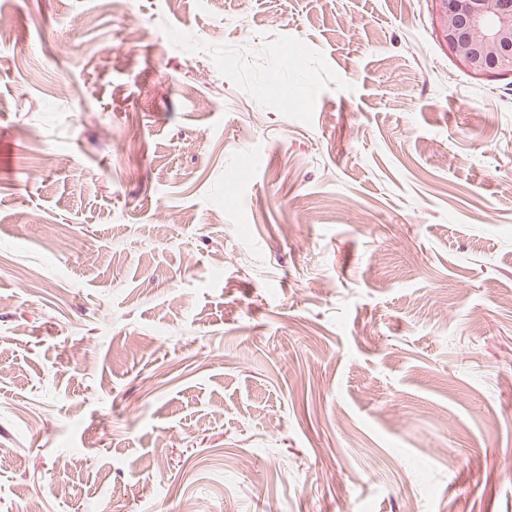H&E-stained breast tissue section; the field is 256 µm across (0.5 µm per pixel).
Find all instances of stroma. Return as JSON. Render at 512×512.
<instances>
[{
    "label": "stroma",
    "instance_id": "1",
    "mask_svg": "<svg viewBox=\"0 0 512 512\" xmlns=\"http://www.w3.org/2000/svg\"><path fill=\"white\" fill-rule=\"evenodd\" d=\"M0 19V512H512V74L432 0Z\"/></svg>",
    "mask_w": 512,
    "mask_h": 512
}]
</instances>
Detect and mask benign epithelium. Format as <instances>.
<instances>
[{
	"instance_id": "benign-epithelium-1",
	"label": "benign epithelium",
	"mask_w": 512,
	"mask_h": 512,
	"mask_svg": "<svg viewBox=\"0 0 512 512\" xmlns=\"http://www.w3.org/2000/svg\"><path fill=\"white\" fill-rule=\"evenodd\" d=\"M444 47L476 74H512V0H433Z\"/></svg>"
}]
</instances>
